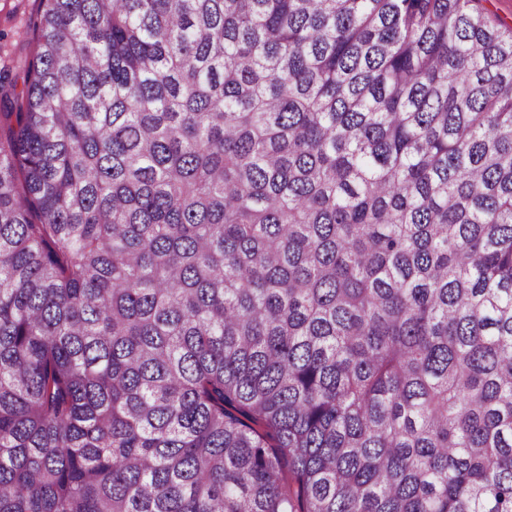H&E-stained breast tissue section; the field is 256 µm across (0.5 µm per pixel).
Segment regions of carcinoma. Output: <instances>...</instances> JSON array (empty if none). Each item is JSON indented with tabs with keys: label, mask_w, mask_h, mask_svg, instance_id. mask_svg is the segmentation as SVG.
Returning <instances> with one entry per match:
<instances>
[{
	"label": "carcinoma",
	"mask_w": 512,
	"mask_h": 512,
	"mask_svg": "<svg viewBox=\"0 0 512 512\" xmlns=\"http://www.w3.org/2000/svg\"><path fill=\"white\" fill-rule=\"evenodd\" d=\"M470 2L42 0L0 512H512V28Z\"/></svg>",
	"instance_id": "carcinoma-1"
}]
</instances>
